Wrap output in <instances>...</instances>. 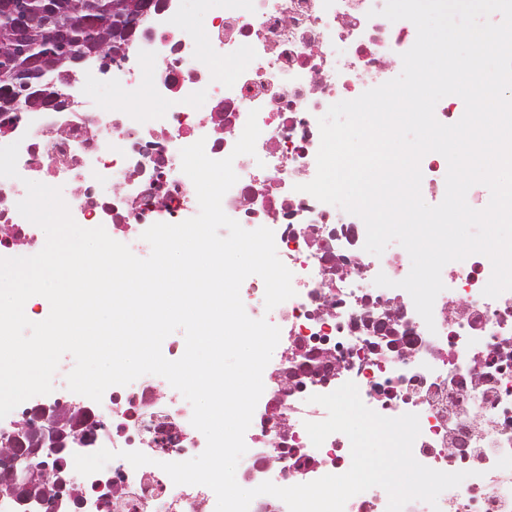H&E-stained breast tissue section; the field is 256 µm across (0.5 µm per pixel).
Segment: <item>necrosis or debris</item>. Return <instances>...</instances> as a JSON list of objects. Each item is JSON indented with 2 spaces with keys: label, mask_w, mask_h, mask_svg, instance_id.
<instances>
[{
  "label": "necrosis or debris",
  "mask_w": 512,
  "mask_h": 512,
  "mask_svg": "<svg viewBox=\"0 0 512 512\" xmlns=\"http://www.w3.org/2000/svg\"><path fill=\"white\" fill-rule=\"evenodd\" d=\"M193 2V13L177 8L164 16L138 47V63L113 77L111 111L89 106L97 84L88 77L78 84L77 105L42 109L23 122L19 176L0 178V237L41 250V230L17 210L24 183L51 186L66 179L73 188L64 200L75 222L94 228L105 215L120 216L113 233L142 255L148 243H132L128 229L142 221L144 211L175 215L198 206L182 171L181 149L201 140L208 156H230L250 111H257L256 153L234 157L238 180L222 208L248 230H275L286 221L294 226L293 234L275 238L295 290L271 312L282 338L327 343L339 362L340 382H354L377 413L417 414L421 433L413 455L419 463L474 472L472 482L440 494L441 512H512V491L496 487L512 482V291L484 296L492 274L487 257L454 262L460 277L437 296L435 326L427 328L407 291L374 283L381 273L396 283L404 279L411 269L406 254L365 251L366 229L359 226L353 239L337 245L350 254L353 270L328 269L324 241L338 221L336 210L299 189L317 172L319 118L339 96L357 98L401 66L402 53L416 40L414 24L379 16L386 0ZM198 16L208 18L207 29L195 24ZM197 101L207 102L209 111H195ZM106 183L111 193H103ZM369 295L402 312L422 347L364 350L361 322ZM130 388L136 404L107 406L127 427L126 450L151 447L165 426L172 430L165 461L186 460L199 438L165 400L159 383L141 377ZM327 391L307 381L288 395L287 440L272 429L250 433L236 472L241 487L296 485L340 472L347 436L331 434L317 447L304 427L323 412L309 396ZM98 477L112 484L111 512L210 508L208 487L174 484L153 464L136 468L116 458Z\"/></svg>",
  "instance_id": "obj_1"
}]
</instances>
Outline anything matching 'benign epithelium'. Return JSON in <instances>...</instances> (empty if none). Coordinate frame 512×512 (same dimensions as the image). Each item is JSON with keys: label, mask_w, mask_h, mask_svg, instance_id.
<instances>
[{"label": "benign epithelium", "mask_w": 512, "mask_h": 512, "mask_svg": "<svg viewBox=\"0 0 512 512\" xmlns=\"http://www.w3.org/2000/svg\"><path fill=\"white\" fill-rule=\"evenodd\" d=\"M172 0H121L116 5L127 29L136 32L145 20L170 9ZM42 22L26 16L13 23L10 49L16 56L30 51L32 27ZM59 51L74 63L93 59L98 71L105 74L112 67L128 61L129 49L117 52L93 51L88 54L70 43L65 29L56 27L49 34ZM51 64L34 62L27 78L18 80L13 72L0 70V85L13 90L17 110L0 117V138L14 134L22 120V110L32 108L24 98L30 79L45 74ZM339 367L333 352L328 349L311 351L307 346L293 344L283 354V364L272 375L276 384L263 416L265 425L278 429L280 435L288 437V424L284 410L288 388L297 386L301 376L313 377L325 385L336 378ZM107 427L103 418H95L93 409L76 401L62 398L38 400L21 412V419L7 427L0 426V499L11 500L16 512H103L109 502L96 497L100 487H85L68 474L53 473L46 477L48 485L40 486L39 474L44 471L41 459L46 456L74 453L78 448L99 447V430Z\"/></svg>", "instance_id": "7a95c632"}]
</instances>
